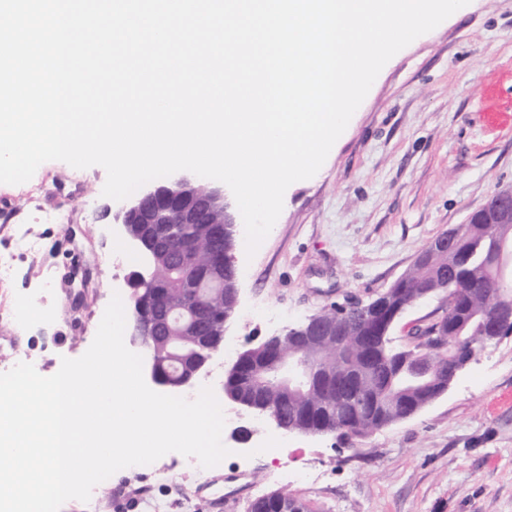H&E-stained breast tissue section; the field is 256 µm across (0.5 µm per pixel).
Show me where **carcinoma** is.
<instances>
[{
    "mask_svg": "<svg viewBox=\"0 0 512 512\" xmlns=\"http://www.w3.org/2000/svg\"><path fill=\"white\" fill-rule=\"evenodd\" d=\"M170 245H191L196 250L199 276L210 270L211 257L205 248L210 235V224H172ZM460 238L454 250L435 256L427 266H411L378 298L391 305L421 300L418 284L426 279L448 278V290L456 296L457 304L446 318L448 330L440 345L426 338L427 331L410 332L408 343L396 345L393 339L379 331L370 352H359L344 378L336 379L340 368L336 346L323 351V369L310 383L296 391L285 392L275 384L273 362L267 360L266 349L257 345L239 354L224 381V394L242 406L264 407L272 404L279 421L285 427L301 432L315 433L330 429L340 436L354 433L370 435L385 426L408 418L431 403L435 393L437 374L460 361L471 360L492 344L483 335L484 316L490 309V297L512 294V288L501 287L490 255L489 240L483 237L479 225L462 224ZM155 287L166 289L163 302L170 308L186 306L190 298L176 286L167 259L159 254L152 259ZM214 315L229 323L236 309L224 306V294L210 295ZM178 340L183 352L195 356V337L161 333L148 338V344L162 362L164 372L174 383L179 381L181 365L171 349ZM335 398L351 409L352 421L336 423L329 412L330 399ZM286 499L295 512H308L302 499L277 491L257 497L249 502L246 512H275L273 496Z\"/></svg>",
    "mask_w": 512,
    "mask_h": 512,
    "instance_id": "carcinoma-1",
    "label": "carcinoma"
}]
</instances>
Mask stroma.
I'll use <instances>...</instances> for the list:
<instances>
[{
  "instance_id": "1",
  "label": "stroma",
  "mask_w": 512,
  "mask_h": 512,
  "mask_svg": "<svg viewBox=\"0 0 512 512\" xmlns=\"http://www.w3.org/2000/svg\"><path fill=\"white\" fill-rule=\"evenodd\" d=\"M492 106L512 113V0H470L384 66L317 174L286 190L254 257L236 223L239 304L225 346L172 390L212 387L234 416L228 456L203 480L166 454L161 484L137 481L144 503L129 502V473L116 472L92 491L100 512H245L255 484L311 512H512V335L478 352L443 396L363 439L289 433L224 396L240 352L325 305L375 298L431 239L512 186V127L487 122ZM106 178L100 166L48 161L25 183L0 184V213L27 217L0 223V251L16 252L0 314H32L17 334L0 323V359L12 339L53 375L90 347L113 294L129 301L140 264L112 222ZM72 271L89 276L79 304L59 288Z\"/></svg>"
}]
</instances>
